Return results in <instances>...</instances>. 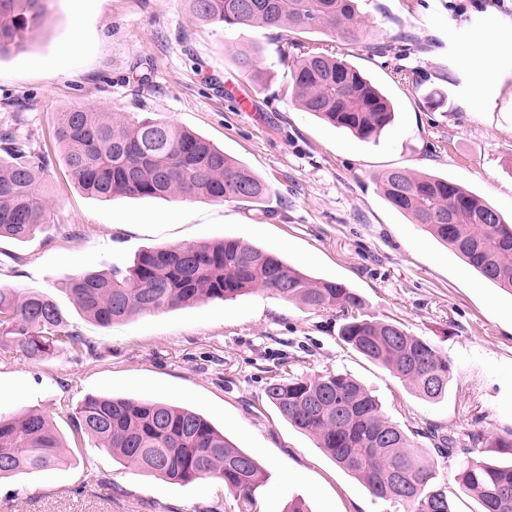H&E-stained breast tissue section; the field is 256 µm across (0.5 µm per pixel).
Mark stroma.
Masks as SVG:
<instances>
[{"mask_svg": "<svg viewBox=\"0 0 512 512\" xmlns=\"http://www.w3.org/2000/svg\"><path fill=\"white\" fill-rule=\"evenodd\" d=\"M380 52L354 51L294 30L299 52L335 50L396 105L373 141L289 100L272 31H228L195 19L189 0H51L24 49L0 59V128L48 154L54 221L20 242L0 238V284L52 294L70 329L93 348L45 362L0 360V411L35 408L53 422L69 460L0 480V512H207L236 497L214 479L170 484L124 467L78 433L86 396H132L193 409L267 473L250 512H391L267 401L270 373L346 372L368 386L404 429L512 432V291L480 278L445 244L393 209L377 181L399 168L446 177L512 216V58L494 77L482 63L512 28V0H359ZM260 47L263 81L237 65ZM439 88L446 107H430ZM83 107L137 112L195 131L271 186L268 214L236 201L118 196L80 189L55 139L59 113ZM240 239L315 278L356 288L364 314L402 323L453 365L431 403L342 343L341 320L256 291L226 302L143 314L101 327L66 291L83 271L129 266L155 246ZM97 473L106 487L87 485Z\"/></svg>", "mask_w": 512, "mask_h": 512, "instance_id": "stroma-1", "label": "stroma"}]
</instances>
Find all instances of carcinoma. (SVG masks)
<instances>
[{
    "label": "carcinoma",
    "instance_id": "obj_1",
    "mask_svg": "<svg viewBox=\"0 0 512 512\" xmlns=\"http://www.w3.org/2000/svg\"><path fill=\"white\" fill-rule=\"evenodd\" d=\"M190 2L197 20L228 30L299 28L323 33L351 49H374L364 39L355 0ZM47 13L48 0H0V58L22 49L24 37ZM259 53L257 47L236 53L241 68L256 80ZM279 63L288 69L291 100L301 110L364 140L392 122L390 99L345 59L325 52L295 56L284 42ZM55 137L75 182L103 202L116 196L260 201L271 192L250 167L200 134L137 112L74 108L60 114ZM50 168L49 156L35 151L16 130H0V237L25 241L52 223L44 189ZM379 187L383 198L412 223L447 243L486 280L512 290V223L491 204L446 178L404 170L384 173ZM255 290L312 310L340 313L344 323L339 336L347 346L408 383L426 401H437L447 392L452 363L433 342L411 335L396 321L362 314V298L344 284L313 279L276 254L236 238L145 249L124 269L81 272L66 288L82 313L102 327L199 300H233ZM60 349L81 356L91 346L70 330L52 296L0 285V358L37 362ZM265 394L284 420L361 479L372 497L405 512H454L428 449L417 446L351 375H275ZM73 421L77 431L112 458L172 484L220 480L244 507L266 479L252 456L187 408L89 395ZM424 435L442 457L465 456L459 484L477 501L479 512H512V463L479 456L485 449L512 451V433L441 435L429 427ZM66 461L46 415L35 410L0 412V479Z\"/></svg>",
    "mask_w": 512,
    "mask_h": 512
}]
</instances>
